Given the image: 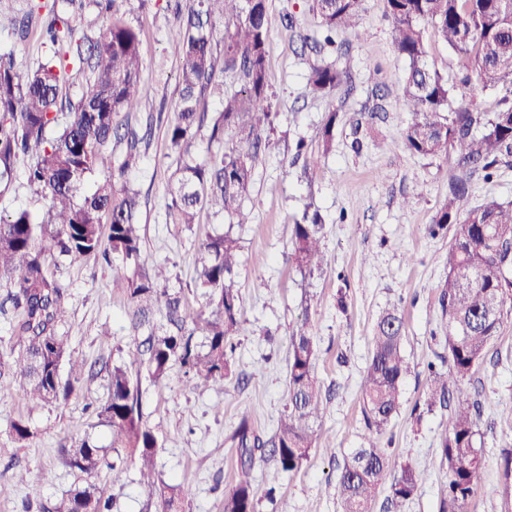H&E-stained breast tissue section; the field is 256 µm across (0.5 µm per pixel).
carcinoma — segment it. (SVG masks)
<instances>
[{
    "label": "carcinoma",
    "instance_id": "carcinoma-1",
    "mask_svg": "<svg viewBox=\"0 0 512 512\" xmlns=\"http://www.w3.org/2000/svg\"><path fill=\"white\" fill-rule=\"evenodd\" d=\"M74 0H52L41 37L48 54L33 71L22 72L14 49L0 45V184L11 182L20 157L31 158L27 181L48 199L39 216L27 210L0 216V282H6L16 314L11 337L19 348L0 353V394L15 390L33 401L51 402L74 390L83 367L70 366L61 379L67 339L58 327L67 314L68 286L50 273L56 255L74 259L100 253L121 259L112 269L124 283L130 304L129 329L140 336L127 360L112 366L110 391L96 408L100 422L112 427L123 448L139 460L147 494L161 500L164 512H177L190 495L182 484L163 481L157 471L159 439L144 419L140 376L146 367L158 382L178 367L180 374L205 384H222L236 374V339L246 323L245 305L236 275L239 240L232 230L206 235L198 245L196 287L205 304L189 308L181 291L159 283L163 266L142 247L138 224L139 192L119 178L138 167L144 137L122 123L121 114L135 112L145 93L139 30L120 13L118 0H95L110 23L98 38H78L61 6ZM393 24L397 58L404 63V91L399 102L412 115L403 132L413 154L440 158L457 170L449 185L448 203L440 208L431 235L448 224L456 231L448 249V275L439 304L446 335L448 368L429 365L423 403L448 409L442 441L447 483L440 512H467L476 495L483 459L476 448L475 397L462 388L484 360L504 323L512 320V204L490 202L468 206L470 177L492 176L496 166L512 164V0H386ZM365 0H310L322 39L333 47L338 31H358ZM31 16L0 17V29L24 38ZM224 22V47L214 52L212 33ZM458 56L466 71L463 83L504 92L502 108L479 112L457 99L455 88L428 67L424 25ZM170 35L180 48L179 100L176 119L168 126L169 149L180 165L172 176L166 223H196L206 208L228 224H247L244 211L255 169L267 143L263 134L273 123L267 83L270 41L267 0H175ZM88 66L87 88L73 102L60 95L69 72ZM226 74L236 88L224 91L223 109L213 119L209 141L224 143V152L199 162L193 156L204 123L200 105L207 91L222 90ZM351 81L350 67L314 65L307 85L327 95ZM113 139L127 141L123 160L105 152ZM104 174L89 195H80L86 178ZM323 224L318 214L304 213L293 225L290 260L304 274L320 271ZM404 322L395 308L377 320L370 357L360 387L366 432L361 446L344 461L338 479L340 512H372L384 491L390 458L381 436L401 405L403 380L410 366L403 355ZM318 349L309 315L291 336L288 358V401L274 432L259 433L242 416L231 440L239 478L224 493V512H257V492L250 472L267 458L276 473L297 471L313 448L324 412L317 377ZM8 435L17 443L36 436L28 422H11ZM64 463L94 476L106 467L112 482L124 469L109 463L90 438L61 444ZM421 471L401 466L387 501L397 509L418 491ZM51 512H111L110 499L89 483L61 498Z\"/></svg>",
    "mask_w": 512,
    "mask_h": 512
}]
</instances>
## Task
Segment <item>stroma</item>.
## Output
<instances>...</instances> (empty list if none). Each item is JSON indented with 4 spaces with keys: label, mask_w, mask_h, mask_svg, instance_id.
Masks as SVG:
<instances>
[{
    "label": "stroma",
    "mask_w": 512,
    "mask_h": 512,
    "mask_svg": "<svg viewBox=\"0 0 512 512\" xmlns=\"http://www.w3.org/2000/svg\"><path fill=\"white\" fill-rule=\"evenodd\" d=\"M40 2L0 0L1 14L31 18L27 38L0 30V41L12 43L16 65L24 71L46 54L39 38L45 15ZM309 5V0H268V81L278 117L244 203L251 221L235 229L241 244L236 281L247 319L235 351L240 378L221 386L174 377L143 380L147 421L161 442L157 468L164 481L191 487L181 512H223L224 493L238 479L231 436L245 414L259 432L275 430L288 398L290 338L307 312L326 397L322 434L330 446L312 449L298 471L278 477L272 462L256 461L250 478L260 494L257 512H338L340 469L365 432L359 392L375 321L393 302L404 318L411 372L403 382L400 411L381 443L393 468L408 463L423 474L403 512H439L446 483L440 448L448 413L427 409L423 399L427 366L444 352L439 292L455 227L447 225L434 236L425 228L447 201L455 169L440 159L412 154L403 144L411 117L398 104L404 71L385 0H366L358 32H340L335 48L320 52L301 41L318 30ZM173 10L172 0L121 4L125 19L141 30L147 90L140 109L128 117L147 138L140 145L143 163L127 181L140 192L145 253L166 266L171 287L182 290L195 308L203 301L194 286L199 240L206 232L223 231L225 223L207 211L192 226L165 221L168 185L177 168L166 140L178 100L180 49L169 37ZM286 10L294 16L293 26L283 22ZM425 43L429 67L455 86L457 95L480 111L498 110L500 92L461 84L459 59L433 30H426ZM315 64L350 67V90L311 95L307 75ZM332 111L337 114L333 144L325 153L319 133ZM301 139L319 159L310 173L295 151ZM28 164V159L18 160L12 182L0 186V214L45 210L46 199L27 182ZM491 201L512 202V165L500 166L488 178L472 176L471 205ZM309 206L324 219L326 254L323 269L311 278L289 260L291 226ZM53 273L68 286V315L60 330L71 360L84 364L85 373L72 394L51 403H36L18 392L0 397V512H49L84 485L86 475L64 465L61 445L85 436L104 448L108 459L124 464L121 482H113L106 469L94 478L113 499L112 512H162L159 502L148 501L134 460L94 413L108 396L113 363L134 345L124 285L99 256L60 259ZM341 294L347 301L343 311L337 307ZM464 387L480 403L477 446L483 458L480 490L468 512H512V478H505L502 468L504 453L512 452V423L500 416L502 405L512 401V321L504 324ZM17 419L36 428V437L11 441L9 424ZM25 469L40 475L39 492L19 482Z\"/></svg>",
    "instance_id": "35a3bbf8"
}]
</instances>
